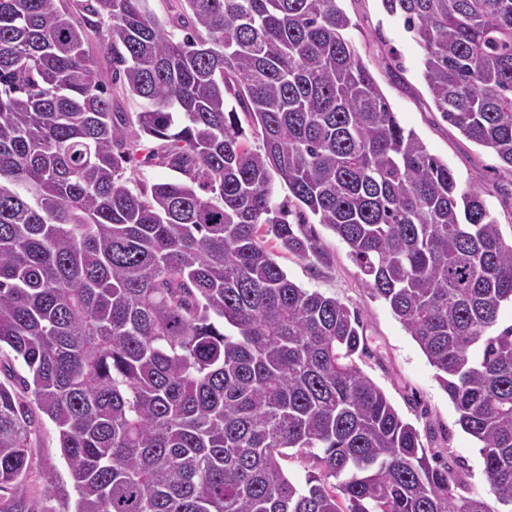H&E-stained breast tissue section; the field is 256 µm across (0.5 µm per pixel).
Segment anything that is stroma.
Here are the masks:
<instances>
[{"mask_svg":"<svg viewBox=\"0 0 512 512\" xmlns=\"http://www.w3.org/2000/svg\"><path fill=\"white\" fill-rule=\"evenodd\" d=\"M353 27V46L378 82L400 124L414 131L431 154L447 162L460 190H478L505 240H512V173L495 152L467 139L443 119L422 76L423 51L401 21L389 16L380 0H342ZM325 257L310 263L283 248L276 260L296 284L333 296L358 310L368 354L360 366L386 393L402 418L433 447L463 460L473 491L487 495L483 460L476 440L465 433L458 414L436 379V371L417 342L395 318L388 304L373 296L347 247L324 225L311 226ZM32 469L27 489L52 512H73L76 494L57 445V431L42 419L33 437Z\"/></svg>","mask_w":512,"mask_h":512,"instance_id":"stroma-1","label":"stroma"}]
</instances>
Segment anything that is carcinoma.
Returning <instances> with one entry per match:
<instances>
[{
  "label": "carcinoma",
  "instance_id": "obj_1",
  "mask_svg": "<svg viewBox=\"0 0 512 512\" xmlns=\"http://www.w3.org/2000/svg\"><path fill=\"white\" fill-rule=\"evenodd\" d=\"M147 2L0 0V369L28 371L0 381V512H52L25 485L34 405L74 512H494L357 364L358 312L267 247L321 259L293 228L312 216L419 344L512 512V242L480 193L401 126L340 0H178L166 20ZM381 4L438 111L512 172V0ZM144 134L174 176L133 187Z\"/></svg>",
  "mask_w": 512,
  "mask_h": 512
}]
</instances>
